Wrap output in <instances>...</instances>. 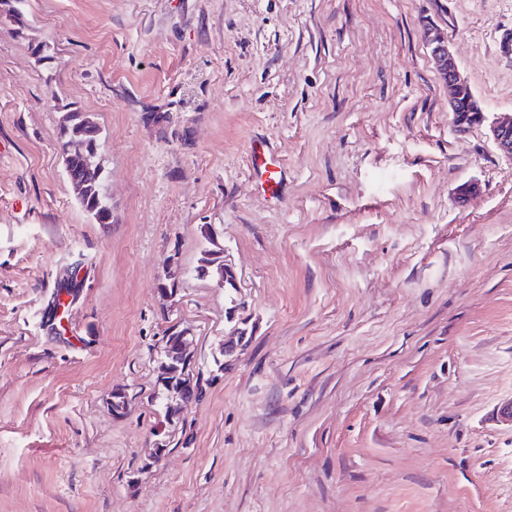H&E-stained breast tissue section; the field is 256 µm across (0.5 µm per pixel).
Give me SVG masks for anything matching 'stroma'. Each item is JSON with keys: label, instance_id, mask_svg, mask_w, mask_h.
<instances>
[{"label": "stroma", "instance_id": "35a3bbf8", "mask_svg": "<svg viewBox=\"0 0 512 512\" xmlns=\"http://www.w3.org/2000/svg\"><path fill=\"white\" fill-rule=\"evenodd\" d=\"M18 7L21 28L0 0V512H512V158L456 131L421 36L512 112V0ZM66 109L101 128L111 223L67 178ZM256 140L283 200L250 177ZM206 224L234 292L197 273ZM175 328L206 383L170 419Z\"/></svg>", "mask_w": 512, "mask_h": 512}]
</instances>
